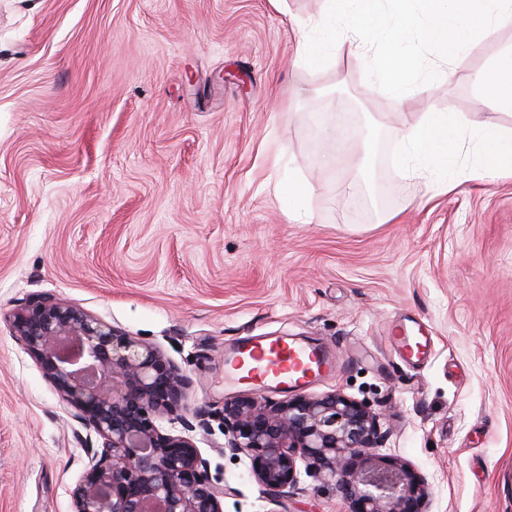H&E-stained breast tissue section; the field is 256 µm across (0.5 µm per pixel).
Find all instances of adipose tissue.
Wrapping results in <instances>:
<instances>
[{
  "instance_id": "1",
  "label": "adipose tissue",
  "mask_w": 512,
  "mask_h": 512,
  "mask_svg": "<svg viewBox=\"0 0 512 512\" xmlns=\"http://www.w3.org/2000/svg\"><path fill=\"white\" fill-rule=\"evenodd\" d=\"M475 79L489 89L484 109L512 107V50L503 52L490 67L476 74ZM468 127L479 150L480 177L492 182L512 174V132L475 121L469 122ZM451 128L444 112H423L409 117L396 134L394 158L400 171L418 177L438 172V188L448 189V172L457 164Z\"/></svg>"
}]
</instances>
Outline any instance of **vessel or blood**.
Masks as SVG:
<instances>
[{"label": "vessel or blood", "instance_id": "vessel-or-blood-1", "mask_svg": "<svg viewBox=\"0 0 512 512\" xmlns=\"http://www.w3.org/2000/svg\"><path fill=\"white\" fill-rule=\"evenodd\" d=\"M392 341L404 361L417 362L430 353L431 336L396 334ZM231 356L243 377L260 383L300 386L310 380L330 376L335 363L330 353L282 337L255 336L236 345Z\"/></svg>", "mask_w": 512, "mask_h": 512}]
</instances>
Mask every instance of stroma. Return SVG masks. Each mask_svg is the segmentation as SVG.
I'll return each mask as SVG.
<instances>
[{
    "label": "stroma",
    "mask_w": 512,
    "mask_h": 512,
    "mask_svg": "<svg viewBox=\"0 0 512 512\" xmlns=\"http://www.w3.org/2000/svg\"><path fill=\"white\" fill-rule=\"evenodd\" d=\"M325 0H0V512H70L88 431L7 317L53 293L156 346L190 377L181 413L257 392L227 348L285 336L334 352L339 389L368 400L390 453L425 478L428 512H512V177H471L473 77L512 49V24L458 55L454 80L397 101L366 56L295 61V23ZM447 113L455 186L393 168L407 114ZM366 127L354 193L322 163L324 129ZM309 183L307 224L278 194ZM421 325L433 352L387 336ZM191 437L235 487L224 512H350L301 477L261 498L224 454L218 420ZM391 338L399 349L402 359L406 362H417L430 354L432 338L421 328L418 329L417 335H404L400 332Z\"/></svg>",
    "instance_id": "1"
}]
</instances>
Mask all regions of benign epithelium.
<instances>
[{
    "label": "benign epithelium",
    "instance_id": "benign-epithelium-1",
    "mask_svg": "<svg viewBox=\"0 0 512 512\" xmlns=\"http://www.w3.org/2000/svg\"><path fill=\"white\" fill-rule=\"evenodd\" d=\"M12 335L98 440H81L89 466L70 492L71 512H224L236 489L213 478L178 414L189 377L160 350L54 294L9 316ZM224 453L245 457L263 498L276 500L305 473L352 504L351 512H426L428 489L381 453L387 431L365 399L340 390L275 401H224ZM168 419L182 431L162 429Z\"/></svg>",
    "mask_w": 512,
    "mask_h": 512
}]
</instances>
